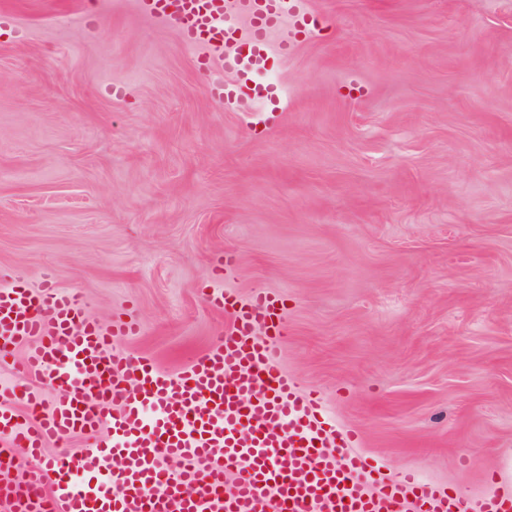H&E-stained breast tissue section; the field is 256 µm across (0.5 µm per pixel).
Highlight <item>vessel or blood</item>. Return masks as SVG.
Instances as JSON below:
<instances>
[{
  "label": "vessel or blood",
  "mask_w": 512,
  "mask_h": 512,
  "mask_svg": "<svg viewBox=\"0 0 512 512\" xmlns=\"http://www.w3.org/2000/svg\"><path fill=\"white\" fill-rule=\"evenodd\" d=\"M144 15L203 50L201 72L220 68L210 93L228 108L260 102L264 124L280 120L279 90L254 81L268 34L292 25L289 53L310 34L298 0H137ZM246 16L240 27L238 16ZM208 305L224 312L217 340L179 373L121 349L140 332L131 315L102 325L79 292L0 286V359L22 343L23 385H0V460L23 469L0 480L14 512H512V493L488 476L482 494L441 487L417 472L387 475L357 450L362 437L337 429L316 389L280 366L286 306L258 288L249 298L219 289ZM54 395L44 399L42 385ZM93 433L78 453L66 446ZM60 451L39 466L47 443ZM24 456H17V449Z\"/></svg>",
  "instance_id": "vessel-or-blood-1"
}]
</instances>
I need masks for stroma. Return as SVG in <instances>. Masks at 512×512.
Masks as SVG:
<instances>
[{
  "label": "stroma",
  "mask_w": 512,
  "mask_h": 512,
  "mask_svg": "<svg viewBox=\"0 0 512 512\" xmlns=\"http://www.w3.org/2000/svg\"><path fill=\"white\" fill-rule=\"evenodd\" d=\"M301 2L264 128L135 0H0V277L133 312L124 348L175 373L234 252L225 285L284 299L282 367L387 473L512 492V0Z\"/></svg>",
  "instance_id": "obj_1"
}]
</instances>
